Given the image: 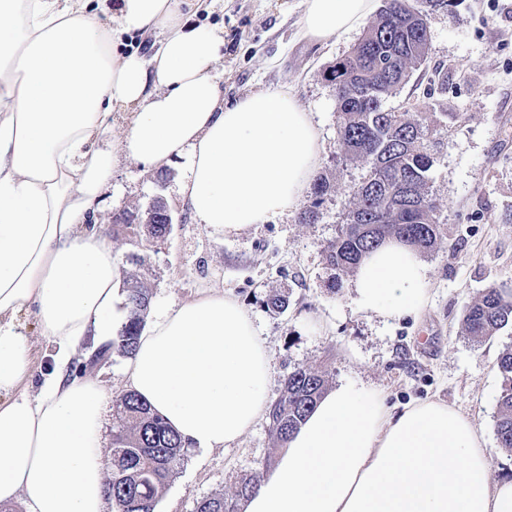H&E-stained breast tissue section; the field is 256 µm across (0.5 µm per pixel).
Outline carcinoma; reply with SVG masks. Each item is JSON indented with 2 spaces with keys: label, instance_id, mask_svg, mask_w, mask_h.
Wrapping results in <instances>:
<instances>
[{
  "label": "carcinoma",
  "instance_id": "carcinoma-1",
  "mask_svg": "<svg viewBox=\"0 0 512 512\" xmlns=\"http://www.w3.org/2000/svg\"><path fill=\"white\" fill-rule=\"evenodd\" d=\"M440 0H385L362 39L344 59L330 67L328 80L335 86L338 139L343 157L366 162V176L349 190L350 206L336 237L323 247L327 266L353 272L363 257L395 238L420 252L434 250L442 239L437 205L429 191L432 160L426 142L446 112H390L386 98L397 94L413 71L428 57L427 16ZM330 191L328 179L313 184L314 199L300 215L303 224L318 219V208ZM126 213L136 224H119L130 241H158L170 232L166 206L155 202L146 211ZM128 320L103 354L129 357L136 348L151 301L146 279H123ZM512 325V289L491 286L465 311L463 330L477 340L488 339ZM502 376L496 435L502 448L512 451V348L498 359ZM327 371L297 366L288 371L279 395L269 405L268 432L283 448L326 391ZM187 444L137 394L126 392L112 401V447L107 479L113 512H155L167 483L184 463ZM258 478L241 480L234 493L204 496L194 512H241Z\"/></svg>",
  "mask_w": 512,
  "mask_h": 512
}]
</instances>
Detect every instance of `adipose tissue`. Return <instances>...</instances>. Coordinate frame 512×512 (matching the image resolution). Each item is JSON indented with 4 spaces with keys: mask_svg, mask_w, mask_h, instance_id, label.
Returning <instances> with one entry per match:
<instances>
[{
    "mask_svg": "<svg viewBox=\"0 0 512 512\" xmlns=\"http://www.w3.org/2000/svg\"><path fill=\"white\" fill-rule=\"evenodd\" d=\"M375 0H304L303 38L360 26ZM206 0H0V505L112 512L103 425L110 397L71 361L111 345L128 319L111 243L92 221L112 173L185 160L177 194L193 223L236 234L286 216L315 175L321 134L287 90L224 101L223 30L190 24ZM160 33L161 48L123 51ZM124 123L121 139L112 130ZM429 268L391 240L360 262L359 310L420 311ZM55 347L37 392L16 320ZM271 359L250 312L211 289L157 312L124 366L128 390L202 450L266 415ZM244 512H512L473 423L448 404L391 413L371 389L327 392Z\"/></svg>",
    "mask_w": 512,
    "mask_h": 512,
    "instance_id": "adipose-tissue-1",
    "label": "adipose tissue"
}]
</instances>
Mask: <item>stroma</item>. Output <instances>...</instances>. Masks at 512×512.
Masks as SVG:
<instances>
[{
  "label": "stroma",
  "instance_id": "stroma-1",
  "mask_svg": "<svg viewBox=\"0 0 512 512\" xmlns=\"http://www.w3.org/2000/svg\"><path fill=\"white\" fill-rule=\"evenodd\" d=\"M303 0H213L200 23L224 30V98L291 87L311 112L322 136L319 175L332 189L316 223L298 213L224 235L192 223L175 189L187 174L185 161L162 170L129 163L113 172L96 218L113 239L121 271L143 275L151 308L175 307L203 288L236 297L251 313L271 358L269 397L296 366L321 367L329 388L354 385L383 393L392 412L426 400L454 406L483 432L491 478L512 480V452L495 433L502 379L498 358L512 347V327L478 341L461 328L466 307L492 285L512 288V0H457L427 16L426 72L385 106L415 104L444 112L428 151L433 158L429 194L438 206L443 239L423 253L430 268L429 298L418 315L387 320L359 312L351 274L327 268L322 248L333 239L349 207L348 187L368 164L344 161L338 114L326 70L348 55L365 30L337 33L313 43L300 36ZM166 203L173 225L158 242L137 244L114 236L112 217L125 208ZM141 266L126 261L130 252ZM290 299L285 312L268 311V295ZM17 320L33 357V382L53 366L54 347L29 311ZM266 422L224 449L188 448L187 459L160 496L156 512H193L197 499L232 494L237 483L277 458Z\"/></svg>",
  "mask_w": 512,
  "mask_h": 512
}]
</instances>
